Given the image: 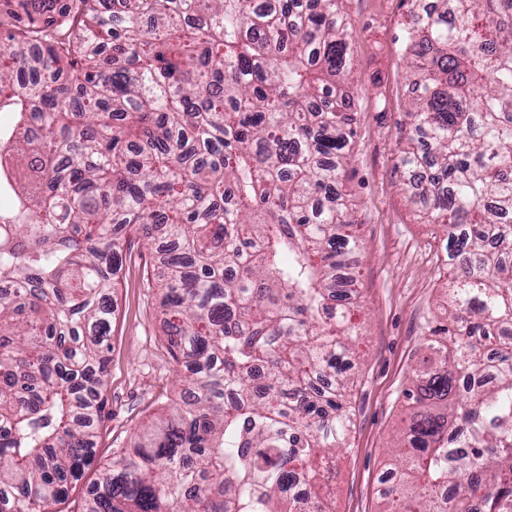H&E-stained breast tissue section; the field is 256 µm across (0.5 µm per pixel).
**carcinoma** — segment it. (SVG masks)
<instances>
[{"mask_svg":"<svg viewBox=\"0 0 512 512\" xmlns=\"http://www.w3.org/2000/svg\"><path fill=\"white\" fill-rule=\"evenodd\" d=\"M37 2L0 0V512H55L96 460L115 275L160 233L189 374L81 512H333L361 336L344 0ZM409 2L401 162L432 170L453 278L384 512H512V0Z\"/></svg>","mask_w":512,"mask_h":512,"instance_id":"1","label":"carcinoma"}]
</instances>
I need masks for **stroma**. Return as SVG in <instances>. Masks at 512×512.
<instances>
[{
  "label": "stroma",
  "instance_id": "stroma-1",
  "mask_svg": "<svg viewBox=\"0 0 512 512\" xmlns=\"http://www.w3.org/2000/svg\"><path fill=\"white\" fill-rule=\"evenodd\" d=\"M409 10L407 0L344 2L354 55L357 134L342 185L362 225L357 272L363 336L350 370L352 425L344 447L336 451L328 491L334 512H383L381 493L389 450L407 408L405 393L430 356L428 328L443 317L447 303V236L427 223L400 163L410 98L402 50ZM141 249L132 244L112 295L109 416L96 438L98 463L74 486L63 512H80L87 488L103 466L114 462L116 450L178 397L179 367L162 330L161 296L138 257Z\"/></svg>",
  "mask_w": 512,
  "mask_h": 512
}]
</instances>
